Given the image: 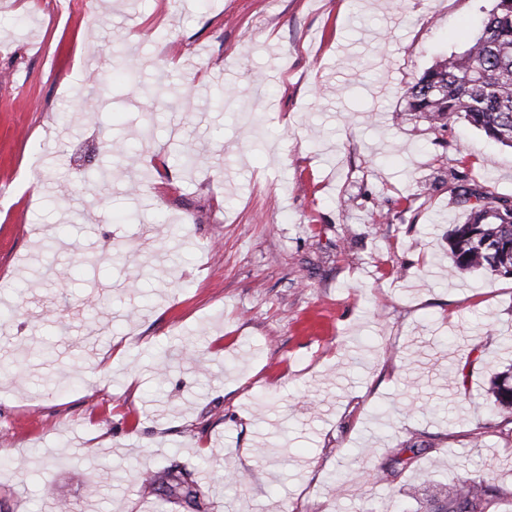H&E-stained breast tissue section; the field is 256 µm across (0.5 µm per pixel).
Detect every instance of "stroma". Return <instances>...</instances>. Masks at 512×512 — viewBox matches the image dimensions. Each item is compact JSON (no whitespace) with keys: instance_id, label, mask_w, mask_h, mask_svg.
Returning a JSON list of instances; mask_svg holds the SVG:
<instances>
[{"instance_id":"1","label":"stroma","mask_w":512,"mask_h":512,"mask_svg":"<svg viewBox=\"0 0 512 512\" xmlns=\"http://www.w3.org/2000/svg\"><path fill=\"white\" fill-rule=\"evenodd\" d=\"M493 5L0 0V512H192L139 491L176 464L207 512H415L477 474L512 512V276H449L444 179L512 197V149L405 97ZM490 392L494 398L491 411L504 420L512 421V365L494 378Z\"/></svg>"}]
</instances>
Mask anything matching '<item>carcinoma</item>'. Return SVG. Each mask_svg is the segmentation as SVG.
Wrapping results in <instances>:
<instances>
[{"mask_svg":"<svg viewBox=\"0 0 512 512\" xmlns=\"http://www.w3.org/2000/svg\"><path fill=\"white\" fill-rule=\"evenodd\" d=\"M408 111L437 132L464 121L512 148V0H496L480 36L459 55L427 68L405 92ZM453 199L467 207L465 221L448 233V274L482 270L512 276V198L496 195L449 168ZM491 411L512 421V366L492 381ZM143 484L153 495L204 512L206 494L192 473L168 467L148 472ZM500 489L483 476H466L424 494V512H490Z\"/></svg>","mask_w":512,"mask_h":512,"instance_id":"cac0c4a2","label":"carcinoma"}]
</instances>
